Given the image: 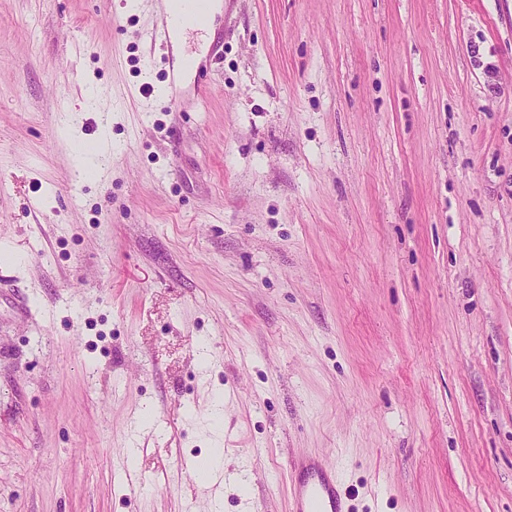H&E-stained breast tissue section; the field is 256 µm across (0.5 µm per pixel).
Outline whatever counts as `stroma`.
Segmentation results:
<instances>
[{"instance_id":"obj_1","label":"stroma","mask_w":512,"mask_h":512,"mask_svg":"<svg viewBox=\"0 0 512 512\" xmlns=\"http://www.w3.org/2000/svg\"><path fill=\"white\" fill-rule=\"evenodd\" d=\"M223 2L0 0V512H512V0ZM301 466L298 479L291 483L290 512H351L352 497L344 490L335 471L325 469L314 460L291 462Z\"/></svg>"}]
</instances>
